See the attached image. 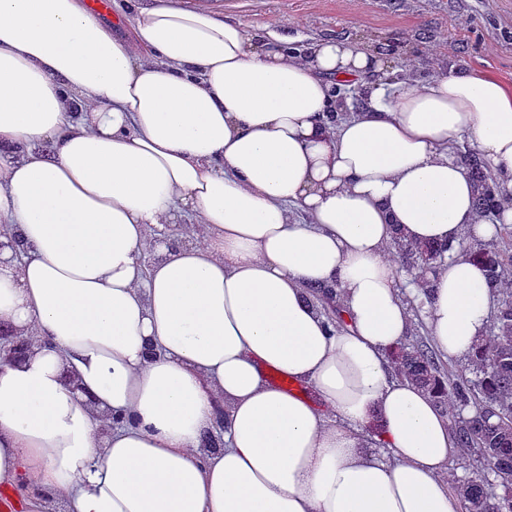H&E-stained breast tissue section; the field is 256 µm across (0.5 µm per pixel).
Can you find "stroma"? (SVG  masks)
Listing matches in <instances>:
<instances>
[{"instance_id":"obj_1","label":"stroma","mask_w":512,"mask_h":512,"mask_svg":"<svg viewBox=\"0 0 512 512\" xmlns=\"http://www.w3.org/2000/svg\"><path fill=\"white\" fill-rule=\"evenodd\" d=\"M251 27L287 30L295 47L341 35L376 51L389 76L433 63L481 67L512 84V0H191Z\"/></svg>"}]
</instances>
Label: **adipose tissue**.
Returning a JSON list of instances; mask_svg holds the SVG:
<instances>
[{"label": "adipose tissue", "mask_w": 512, "mask_h": 512, "mask_svg": "<svg viewBox=\"0 0 512 512\" xmlns=\"http://www.w3.org/2000/svg\"><path fill=\"white\" fill-rule=\"evenodd\" d=\"M288 43L176 0L126 37L85 0H0V332L41 339L0 367V486L26 512H464L450 422L389 355L413 295L469 358L492 288L457 252L400 290L387 250L512 223V85L390 83L347 41ZM343 88L362 104L336 124ZM182 220L198 233L162 245ZM458 160H462L468 168L471 176L477 187L476 208L480 214H491L499 209V198L497 196V177L491 175L487 170L490 169L486 163L478 156V154L471 150L465 153L461 158L460 154L452 149V156Z\"/></svg>", "instance_id": "adipose-tissue-1"}]
</instances>
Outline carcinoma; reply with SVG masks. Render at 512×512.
Wrapping results in <instances>:
<instances>
[{"instance_id": "carcinoma-1", "label": "carcinoma", "mask_w": 512, "mask_h": 512, "mask_svg": "<svg viewBox=\"0 0 512 512\" xmlns=\"http://www.w3.org/2000/svg\"><path fill=\"white\" fill-rule=\"evenodd\" d=\"M477 187L476 208L481 214L499 209L497 177L474 151L462 157ZM402 267L419 266L428 274L446 255L461 249L482 265L488 281L499 285L512 277V265L499 248L474 246L465 238L457 243H412L396 234L393 239ZM335 290L326 287L315 293L328 321L339 327L340 312L329 305ZM399 377L429 393L448 411L458 447L490 456L497 462L495 475L512 477V291L502 294L497 303L492 334L475 348L467 372L453 374L440 365L437 353L420 341H408L391 354ZM465 512H512V487L496 494L488 477L465 479L459 485Z\"/></svg>"}]
</instances>
